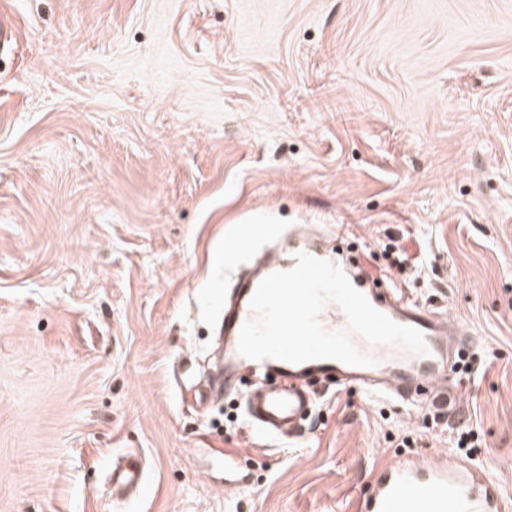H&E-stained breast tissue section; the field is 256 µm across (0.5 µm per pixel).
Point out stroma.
Listing matches in <instances>:
<instances>
[{
    "instance_id": "obj_1",
    "label": "stroma",
    "mask_w": 512,
    "mask_h": 512,
    "mask_svg": "<svg viewBox=\"0 0 512 512\" xmlns=\"http://www.w3.org/2000/svg\"><path fill=\"white\" fill-rule=\"evenodd\" d=\"M1 27L0 512H351L468 430L512 496V0H0ZM268 224L376 274L402 244L384 287L477 338L455 406L320 383L293 438L221 426L212 290ZM217 456L216 461L219 464H224V484L227 487L234 489H241L242 478L239 472V455L235 452L221 450L213 453ZM146 486V478L140 461L131 457L123 465L112 468V487L116 494L135 491L141 496Z\"/></svg>"
}]
</instances>
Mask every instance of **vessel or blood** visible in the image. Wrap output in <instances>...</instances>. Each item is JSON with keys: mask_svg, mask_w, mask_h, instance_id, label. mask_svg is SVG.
Segmentation results:
<instances>
[{"mask_svg": "<svg viewBox=\"0 0 512 512\" xmlns=\"http://www.w3.org/2000/svg\"><path fill=\"white\" fill-rule=\"evenodd\" d=\"M260 282V276L238 274L235 291L241 301L224 310V362L199 389L200 400L210 402L239 389L246 374L268 376L262 389L247 392L243 406L248 425L259 434L273 439L296 436L316 403L311 385L319 380L339 386L352 384L369 396L415 407L428 399L445 402L449 389L460 388L456 356L473 347L471 333L447 315L408 304L374 280L364 291L372 306L398 324L421 330L427 353L416 354L399 345L373 346L355 334L352 342L360 352L375 358V366H350L336 360L299 364L255 361L242 356L239 334L244 323L255 317L250 303ZM319 322L330 331L347 327L343 311L332 301L325 303ZM238 460L237 453H217V463L224 466V484L234 489L242 486ZM145 486L137 458L113 468L115 493L140 494ZM355 512H512V502L504 498L497 480L483 467L460 454L441 453L429 460L409 456L381 468L371 493L358 500Z\"/></svg>", "mask_w": 512, "mask_h": 512, "instance_id": "b4317fda", "label": "vessel or blood"}]
</instances>
